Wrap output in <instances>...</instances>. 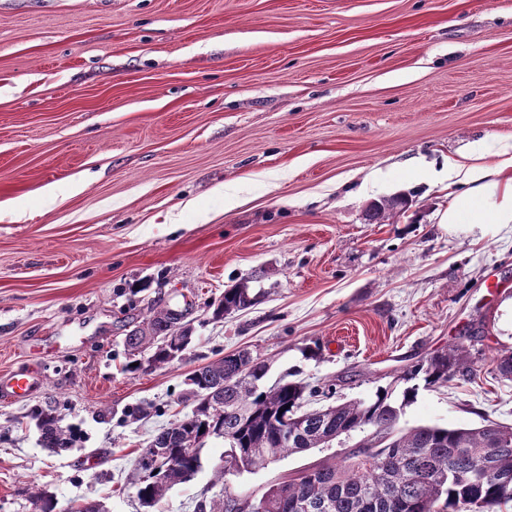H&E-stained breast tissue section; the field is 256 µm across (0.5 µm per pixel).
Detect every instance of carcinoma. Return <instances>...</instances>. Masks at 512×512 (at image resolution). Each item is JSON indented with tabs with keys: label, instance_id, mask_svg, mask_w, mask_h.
<instances>
[{
	"label": "carcinoma",
	"instance_id": "cac0c4a2",
	"mask_svg": "<svg viewBox=\"0 0 512 512\" xmlns=\"http://www.w3.org/2000/svg\"><path fill=\"white\" fill-rule=\"evenodd\" d=\"M404 196L377 201L366 220L382 224L403 209ZM248 283L224 289L213 317L253 306ZM192 307L159 301L142 324L125 337L132 363L153 369L182 357L192 342ZM470 346L459 342L403 368L402 399L381 388L370 401H346L315 409L306 398L331 392L282 376L268 386L267 360L247 349L225 354L186 378L195 405L152 436L129 476L142 507L157 506L174 486L190 481L201 467L206 440L224 441L214 477L226 481V464L259 468L285 454L324 448L341 436L370 431L339 462L300 471L296 477L253 497L250 512H500L512 502V430L486 420L476 427L421 425L399 428L404 407L424 387H442L472 373ZM43 447L55 453L72 448L76 433L51 409L34 413ZM239 495L198 505L199 512H243Z\"/></svg>",
	"mask_w": 512,
	"mask_h": 512
}]
</instances>
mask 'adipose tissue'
Instances as JSON below:
<instances>
[{"mask_svg":"<svg viewBox=\"0 0 512 512\" xmlns=\"http://www.w3.org/2000/svg\"><path fill=\"white\" fill-rule=\"evenodd\" d=\"M448 208L440 221L471 231L512 225V141L489 136L446 158Z\"/></svg>","mask_w":512,"mask_h":512,"instance_id":"obj_1","label":"adipose tissue"}]
</instances>
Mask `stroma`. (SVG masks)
<instances>
[{
  "mask_svg": "<svg viewBox=\"0 0 512 512\" xmlns=\"http://www.w3.org/2000/svg\"><path fill=\"white\" fill-rule=\"evenodd\" d=\"M487 135L512 139V0H0V376H40L0 400V512L37 492L57 512H144L139 449L191 411L190 371L242 348L269 380L364 401L475 331L474 376L419 388L400 425H512L495 364L512 351V226L439 221L437 167ZM409 191L406 213L365 221ZM244 279L259 301L213 319ZM160 299L192 304L193 343L125 371V336ZM46 404L80 433L59 455L30 418ZM356 441L222 486L209 440L154 512L261 495ZM404 205V196L396 195L377 201L375 205L366 211V220L370 224H383L390 215L397 210H402Z\"/></svg>",
  "mask_w": 512,
  "mask_h": 512,
  "instance_id": "1",
  "label": "stroma"
}]
</instances>
